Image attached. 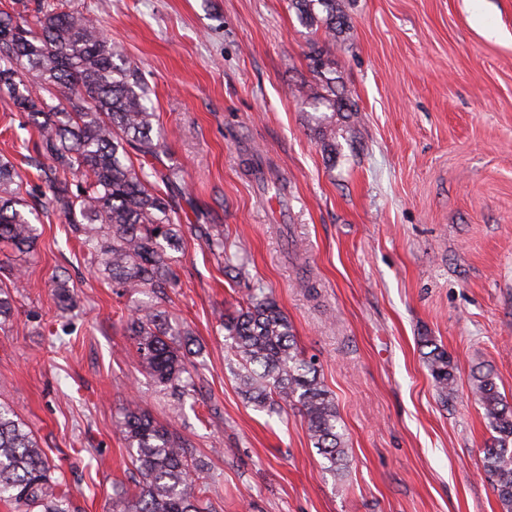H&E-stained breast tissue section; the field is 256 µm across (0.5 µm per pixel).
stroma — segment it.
<instances>
[{
  "mask_svg": "<svg viewBox=\"0 0 512 512\" xmlns=\"http://www.w3.org/2000/svg\"><path fill=\"white\" fill-rule=\"evenodd\" d=\"M96 20L151 89L184 248L168 310L192 331L197 388L173 405L139 364L125 301L56 215L34 255L0 245L24 288L0 325V403L29 426L78 512H109L136 471L114 428L137 401L188 438L217 512H501L471 391L512 402V0H343L340 84L359 107L328 160L296 94L323 33L289 0H59ZM37 133L0 91V156L23 197ZM243 259L234 284L204 234ZM65 277L71 306L52 281ZM310 288H302V280ZM272 291L332 392L349 449L325 471L296 411L255 407L226 366L225 309ZM456 364L441 401L420 339Z\"/></svg>",
  "mask_w": 512,
  "mask_h": 512,
  "instance_id": "1",
  "label": "stroma"
}]
</instances>
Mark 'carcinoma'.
I'll return each mask as SVG.
<instances>
[{
  "mask_svg": "<svg viewBox=\"0 0 512 512\" xmlns=\"http://www.w3.org/2000/svg\"><path fill=\"white\" fill-rule=\"evenodd\" d=\"M299 21L324 29L331 41L349 28L339 0H290ZM118 50L80 11H60L53 0H39L30 15L0 11V85L27 114L38 134L36 150L49 162L41 170L49 209L64 218L88 263L112 281L119 297L151 294L124 317L139 364L168 391L175 404L194 391L189 366L191 332L172 324L161 310L177 287L182 225L173 202L159 193L183 181L182 171L157 167L160 145L154 136L150 88L135 64L118 65ZM315 85L303 93L312 106L308 122L323 150L336 156L327 129L336 115H358L356 102L339 91L331 50L310 52ZM143 158L134 165L132 155ZM80 183H75V180ZM17 166L0 158V243L25 254L36 251L35 211L20 197ZM212 254L224 259V272L240 277L243 264L224 246V232L206 236ZM21 279L0 264V321L15 312ZM60 302L74 299L69 280L57 277ZM224 342L235 362L230 371L244 398L275 411L294 410L308 438L336 473L347 466V448L336 403L312 358L303 357L293 328L270 293L247 289L244 304L224 315ZM427 370L442 402L455 392V363L432 336L421 337ZM471 390L492 433L483 448V470L496 489L503 512H512V405L501 396L491 372L472 373ZM116 427L129 448L138 490L112 497L110 512H212L194 471L188 440L157 423L138 405L124 408ZM16 512H72L71 492L15 411L0 405V500Z\"/></svg>",
  "mask_w": 512,
  "mask_h": 512,
  "instance_id": "1",
  "label": "carcinoma"
}]
</instances>
